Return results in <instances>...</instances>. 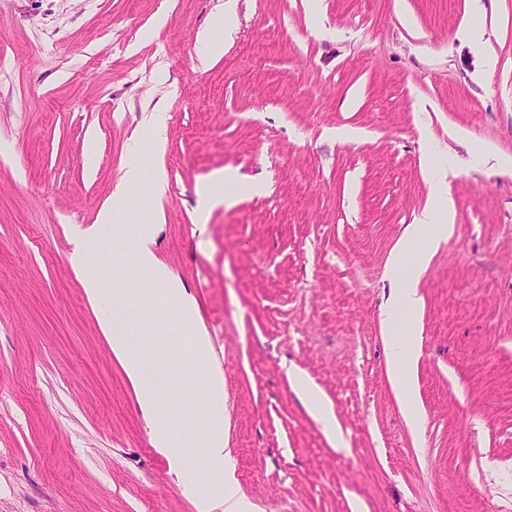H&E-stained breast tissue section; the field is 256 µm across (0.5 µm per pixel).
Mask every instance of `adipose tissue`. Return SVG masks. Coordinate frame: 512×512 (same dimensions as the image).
Here are the masks:
<instances>
[{"label": "adipose tissue", "instance_id": "ef3b65f1", "mask_svg": "<svg viewBox=\"0 0 512 512\" xmlns=\"http://www.w3.org/2000/svg\"><path fill=\"white\" fill-rule=\"evenodd\" d=\"M447 178V166H439L430 179L431 194L427 206L415 223L405 227L398 242L392 262L391 288L385 303L387 314L413 312L421 305L420 278L430 256L442 241L447 240L455 224L454 206L446 190ZM144 182L149 185V194L147 200L140 204L146 217L134 225L135 264L138 269L148 272L150 280L146 293L156 301L158 308L176 306L183 320L192 324L196 309L193 297L156 253L157 236L165 222L163 200L167 183L162 174L146 177L142 164L129 162L115 186L111 204L100 210L96 224L77 236L71 262L75 272L83 276L84 292L91 305L109 310L108 315L101 318L100 327L136 390L141 410L152 428L155 450L171 459L177 479L188 485L192 482L190 472L175 457V433L160 409L163 392L176 374L179 362L164 355H147L136 345L132 340L134 324L129 317L131 298L120 289L105 294L97 278L83 274L88 261V244L97 236L100 225L112 223L116 212L131 213L129 192ZM388 336L392 346L391 373L395 382L406 389L415 364L416 340L412 337L399 338L397 329L393 327L389 328ZM190 351L202 373L201 387L206 408L207 431L198 446L208 472L221 477L216 493L199 497L198 512H256L254 505L240 494L234 470L228 462L230 450L226 448L220 431L224 422V376L210 366L211 342L203 329L194 327ZM291 383L307 412L322 425L333 445L343 448L344 440L332 404L323 391L299 371L293 372ZM404 404L410 423L418 424L417 400L407 389Z\"/></svg>", "mask_w": 512, "mask_h": 512}]
</instances>
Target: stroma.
<instances>
[{"instance_id": "stroma-1", "label": "stroma", "mask_w": 512, "mask_h": 512, "mask_svg": "<svg viewBox=\"0 0 512 512\" xmlns=\"http://www.w3.org/2000/svg\"><path fill=\"white\" fill-rule=\"evenodd\" d=\"M0 0V512H197L158 454L70 257L125 164L163 169L156 252L194 298L224 374L240 492L260 512H512V0ZM479 23L477 49L459 35ZM223 41L201 62L200 33ZM497 59L494 71L484 53ZM169 115L163 149L140 130ZM93 158H86L88 142ZM454 167L455 228L418 286L411 428L382 303L428 155ZM247 189L197 226L196 188ZM104 291L143 288L133 225L90 249ZM179 359L161 403L201 430L177 308L138 311ZM333 404L339 451L289 372ZM240 184L238 177L231 171L217 173L211 182L203 184L198 189L199 196L206 202L224 201L230 203L234 191Z\"/></svg>"}]
</instances>
